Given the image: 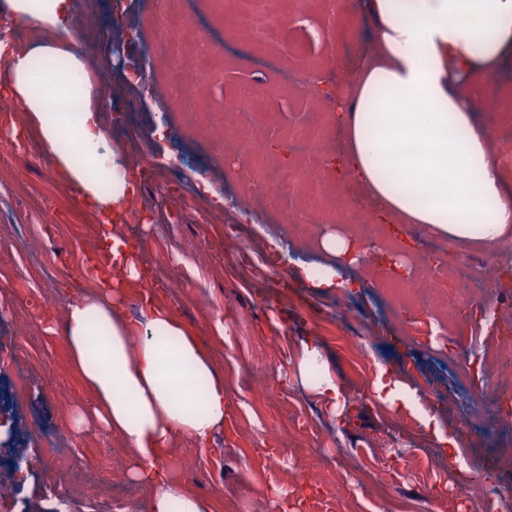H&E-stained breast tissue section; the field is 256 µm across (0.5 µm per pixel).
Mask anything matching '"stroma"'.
I'll return each mask as SVG.
<instances>
[{"instance_id":"1","label":"stroma","mask_w":512,"mask_h":512,"mask_svg":"<svg viewBox=\"0 0 512 512\" xmlns=\"http://www.w3.org/2000/svg\"><path fill=\"white\" fill-rule=\"evenodd\" d=\"M168 6L222 49L207 79L208 112L222 111L241 86L266 90L259 106L273 122L266 135L274 156L287 164L292 156L282 133L299 127L305 103L296 90L272 92L281 60L296 68L308 60L349 64L350 25L365 48L374 43L362 9L339 12L328 0L312 4L294 53L279 45L225 44L232 19L220 17L213 0H168ZM157 7L158 0H76L73 22L84 56L111 76L102 120L130 174L141 180L123 229L152 266L158 302L206 340L239 405L207 449L177 444L170 465L179 471L185 459L198 462L190 485L214 498L216 512H285L301 495L304 512H379L384 501L397 512H465L473 496L502 501L498 487L512 485V471L499 472L491 462L512 441V428L488 419L484 400L474 395L496 385L499 366L493 362L486 374L460 378L468 353L439 326L462 300L438 302L435 311L416 318L414 306L397 308L384 286L390 269L380 258L345 267V277L357 282L353 289L301 280L298 266L322 263L326 255L314 239L287 231L289 197L241 222L231 205L246 195L238 163L196 137L184 105L155 93L168 56L191 51L157 22ZM129 103L135 124L115 127L116 111ZM98 232L97 217L55 166L38 130L17 105L0 109V279L11 284L8 307L0 309V343L16 356L0 362V419L14 428L0 444V484L17 492L15 512L26 498L53 503V490L42 482L40 448L47 438L58 449L54 467L66 471L68 512H150L152 491L128 479L122 440L70 427L73 409L90 408L92 396L69 367L62 308L72 289L95 282L80 279L78 267L63 266L59 254L97 258ZM281 275L287 287L271 289ZM46 295L57 299L58 309L43 307ZM340 301L352 309L371 348L348 341L336 320ZM21 318L22 331L16 328ZM469 334L489 350L512 346V296L501 299L495 315L474 322ZM308 336L322 343L337 381L361 393L348 407L346 424L296 380V347ZM409 361L416 368L408 373ZM382 366L399 373L417 396L436 398L432 411L458 442L453 455L440 453L418 413L376 398L372 381ZM20 372L28 390L16 400L12 387ZM270 442L279 450L274 467L264 451ZM22 455L34 461L25 474L13 469ZM464 466L473 469L471 478L461 477ZM110 469L116 475L108 483ZM301 473L310 476L309 484H297Z\"/></svg>"}]
</instances>
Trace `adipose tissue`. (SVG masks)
Wrapping results in <instances>:
<instances>
[{
  "instance_id": "1",
  "label": "adipose tissue",
  "mask_w": 512,
  "mask_h": 512,
  "mask_svg": "<svg viewBox=\"0 0 512 512\" xmlns=\"http://www.w3.org/2000/svg\"><path fill=\"white\" fill-rule=\"evenodd\" d=\"M75 0H0V92L36 123L54 163L102 224L98 249L112 277L73 293L63 318L71 370L92 393L89 422L118 435L134 459L132 478L153 490L151 512H214L210 497L173 473L166 451L208 447L237 408L210 352L166 306L147 300L137 321L123 311L130 288L149 287L150 269L121 230L138 185L101 122L106 98L84 70L70 22ZM375 56L350 71L351 97L336 101L353 180L387 220L417 224L460 247L487 250L512 239V187L477 122L475 90L512 53V0H367ZM46 32L19 44L14 28ZM329 263L303 266L317 286L341 285L339 263L366 249L348 231L323 233ZM300 377L336 416L348 399L320 342L301 341Z\"/></svg>"
}]
</instances>
